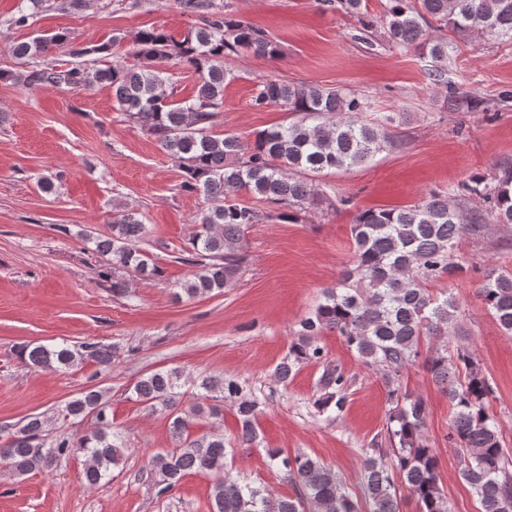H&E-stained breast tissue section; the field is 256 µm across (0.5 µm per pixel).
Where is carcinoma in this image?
<instances>
[{"label":"carcinoma","instance_id":"1","mask_svg":"<svg viewBox=\"0 0 512 512\" xmlns=\"http://www.w3.org/2000/svg\"><path fill=\"white\" fill-rule=\"evenodd\" d=\"M46 2L21 0L8 27L30 26ZM362 2L340 0L361 30L368 32L379 21L392 45L426 50L436 62L431 76L437 85H447L439 64L448 58L450 42L431 30L448 29L461 37L479 34L512 44V0H415L413 5L410 0H385L377 21L363 12ZM177 3L183 11L198 14L199 24L179 39L156 28L136 32L131 42L141 63L135 67L106 63L124 44V34L84 47L70 32L61 31L16 42L12 54L22 61V68L0 70V81L73 92L96 84L107 86L118 111L156 138L180 168L182 187L211 201L196 217V230L183 249L182 262L192 271L181 292L197 298L235 286L247 263L245 232L265 218L258 208L237 201V191L244 189L256 200L276 205L277 218L296 224L305 206L326 198L309 180L312 174L366 165L391 144V137L363 118L364 103L355 96L275 79L257 82L251 105L257 110L279 106L289 113L288 122L261 131L247 145L233 133L215 134L212 128L224 107V84L231 76L228 57L246 51L275 59L280 51L264 32L238 19L226 6L213 9L207 0ZM55 49L66 50L70 61L53 59ZM172 61L197 75L196 90L189 98H175L167 69ZM463 190L467 197L485 202V213L467 218L448 197L436 193L412 205L359 212L351 226L352 266L336 287L324 291L314 312L296 324L288 353L274 369L276 381L285 385L301 365H323L318 380L323 393L312 402L319 414L342 412L350 387L348 377L326 361L318 341L325 331H335L365 366L381 373L390 408L384 437L364 449L363 487L369 512H401L397 477L416 498L419 512H452L435 449L425 436L427 402L399 384L400 371L419 359L454 410L448 440L463 455L460 478L478 497L480 512H512V453L502 446L499 423L489 413L495 390L460 342L456 301L425 288L427 282L466 270L451 261L464 235L482 233L488 222L512 224V166L505 167L492 188L473 177ZM116 209L109 234L85 238L101 260L100 282L113 295L130 299L133 294L125 275L157 280L161 271L140 246L145 235L140 213L127 203L117 204ZM479 298L502 332L512 335V272L489 269ZM424 338L427 347L422 351ZM117 352V345L91 338L77 345L28 343L17 354L32 369L67 370L87 362L101 373L112 366ZM193 385L194 401L186 409L181 408L184 383L176 369L155 370L130 388V399L146 411L172 418L175 448L150 455L141 469L157 496H169L190 473L209 472L218 475L210 512H360L336 472L308 454L266 449L271 464L292 484L291 496L227 476L224 433L217 426L195 437L194 421L203 416L219 419L221 404L229 403L238 416L237 441L251 446L258 439L256 420L263 402L234 379L204 376ZM88 415L93 416L95 428L77 439L48 433V419L41 415L5 429L0 466L24 476L56 468L77 450L84 456L82 483L91 489L106 486L112 467L123 460L124 449L123 435L112 430L106 391L81 392L64 403L57 419Z\"/></svg>","mask_w":512,"mask_h":512}]
</instances>
